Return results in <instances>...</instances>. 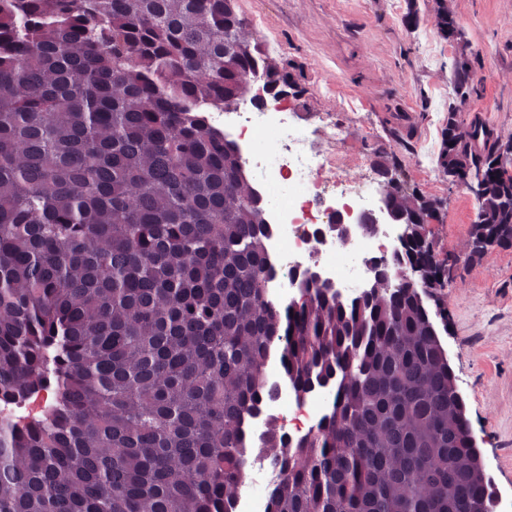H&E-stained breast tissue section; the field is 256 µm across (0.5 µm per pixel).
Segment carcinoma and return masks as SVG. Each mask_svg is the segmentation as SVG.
I'll return each instance as SVG.
<instances>
[{"label": "carcinoma", "instance_id": "carcinoma-1", "mask_svg": "<svg viewBox=\"0 0 512 512\" xmlns=\"http://www.w3.org/2000/svg\"><path fill=\"white\" fill-rule=\"evenodd\" d=\"M244 27L234 0H0V512H227L275 347L298 394L336 389L313 436L270 442L268 512H489L419 291L339 302L312 276L267 301L265 208L207 117L257 76L289 85ZM437 27L463 99L475 78L442 2ZM457 125L450 104L452 184ZM471 125L476 260L512 245V140ZM400 192L416 265L432 203ZM452 269L426 267L425 291Z\"/></svg>", "mask_w": 512, "mask_h": 512}]
</instances>
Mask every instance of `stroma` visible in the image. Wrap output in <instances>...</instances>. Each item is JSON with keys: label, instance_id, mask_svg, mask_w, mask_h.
<instances>
[{"label": "stroma", "instance_id": "1", "mask_svg": "<svg viewBox=\"0 0 512 512\" xmlns=\"http://www.w3.org/2000/svg\"><path fill=\"white\" fill-rule=\"evenodd\" d=\"M283 49L272 60L290 76L288 109L331 161L324 177L355 181L387 168L430 199L426 231L453 279L439 299V339L466 407L482 473L512 502V247L469 258L479 204L449 184L438 164L418 169L416 150L440 154L456 45L436 25V0H252ZM475 75L459 105L460 131L473 119L512 139V0H447ZM417 22H405L408 11Z\"/></svg>", "mask_w": 512, "mask_h": 512}]
</instances>
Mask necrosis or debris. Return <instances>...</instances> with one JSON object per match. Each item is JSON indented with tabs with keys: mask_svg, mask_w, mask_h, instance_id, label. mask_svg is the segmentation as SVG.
Instances as JSON below:
<instances>
[{
	"mask_svg": "<svg viewBox=\"0 0 512 512\" xmlns=\"http://www.w3.org/2000/svg\"><path fill=\"white\" fill-rule=\"evenodd\" d=\"M286 98L283 92L270 94L261 101L247 100L237 109H217L211 114L214 123L228 130L261 183L270 224L265 252L274 266L266 297L273 304H286L309 270L342 288L346 295H356L382 260L400 250L401 227L380 225L376 233L355 238L346 255H338L332 224L352 222L361 213H378L382 206L380 185L366 178L345 190L330 189L320 177L327 161L311 147L304 132L291 124L282 107ZM261 135L277 138V148L265 154L253 153L252 145ZM267 385L271 395L262 397L258 411L246 424L248 439L255 448L263 447L273 428L288 443L300 441L318 425L334 398L327 386L298 398L274 354L267 362ZM273 468L271 457L255 460L252 476L238 486L229 512H266V489Z\"/></svg>",
	"mask_w": 512,
	"mask_h": 512,
	"instance_id": "necrosis-or-debris-1",
	"label": "necrosis or debris"
}]
</instances>
